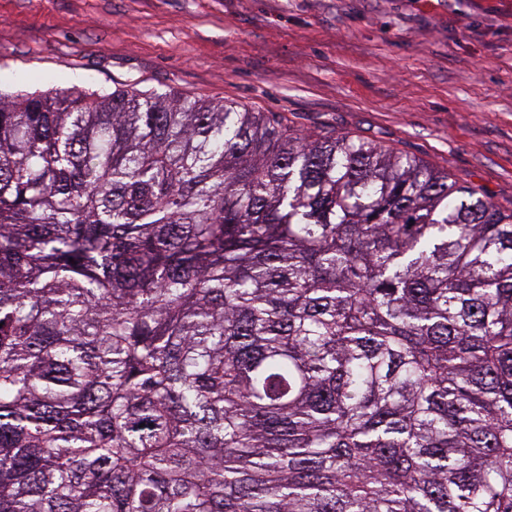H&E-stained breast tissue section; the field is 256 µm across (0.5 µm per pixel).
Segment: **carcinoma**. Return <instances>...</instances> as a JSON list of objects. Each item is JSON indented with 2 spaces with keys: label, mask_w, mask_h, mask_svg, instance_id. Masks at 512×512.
<instances>
[{
  "label": "carcinoma",
  "mask_w": 512,
  "mask_h": 512,
  "mask_svg": "<svg viewBox=\"0 0 512 512\" xmlns=\"http://www.w3.org/2000/svg\"><path fill=\"white\" fill-rule=\"evenodd\" d=\"M0 512H512V211L233 102L0 92Z\"/></svg>",
  "instance_id": "obj_1"
}]
</instances>
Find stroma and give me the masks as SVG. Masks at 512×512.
Here are the masks:
<instances>
[{
    "label": "stroma",
    "instance_id": "1",
    "mask_svg": "<svg viewBox=\"0 0 512 512\" xmlns=\"http://www.w3.org/2000/svg\"><path fill=\"white\" fill-rule=\"evenodd\" d=\"M122 86L369 140L512 211V0H0V91Z\"/></svg>",
    "mask_w": 512,
    "mask_h": 512
}]
</instances>
